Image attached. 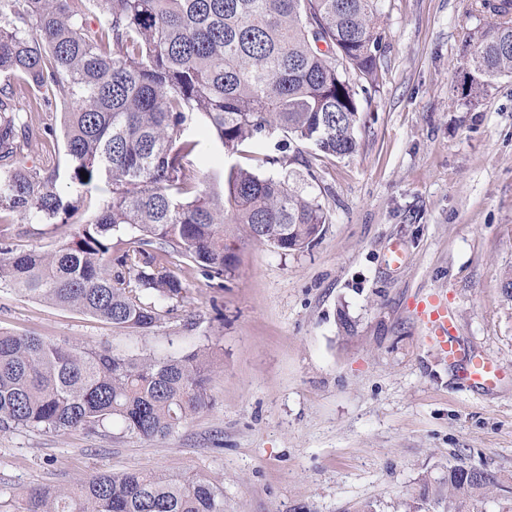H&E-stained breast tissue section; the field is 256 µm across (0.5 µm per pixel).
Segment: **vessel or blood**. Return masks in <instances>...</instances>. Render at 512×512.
I'll return each mask as SVG.
<instances>
[{
  "mask_svg": "<svg viewBox=\"0 0 512 512\" xmlns=\"http://www.w3.org/2000/svg\"><path fill=\"white\" fill-rule=\"evenodd\" d=\"M414 312L425 332V340L446 354L449 362L465 364L464 375L484 387L495 385L500 377L498 364L474 357L456 334V324L448 308V298L440 291L421 295Z\"/></svg>",
  "mask_w": 512,
  "mask_h": 512,
  "instance_id": "b4317fda",
  "label": "vessel or blood"
}]
</instances>
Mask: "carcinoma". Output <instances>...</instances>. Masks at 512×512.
Returning <instances> with one entry per match:
<instances>
[{
  "instance_id": "carcinoma-1",
  "label": "carcinoma",
  "mask_w": 512,
  "mask_h": 512,
  "mask_svg": "<svg viewBox=\"0 0 512 512\" xmlns=\"http://www.w3.org/2000/svg\"><path fill=\"white\" fill-rule=\"evenodd\" d=\"M99 7L89 26L84 2ZM382 0H0V197L43 222L70 216L51 174L16 165L11 100L20 80L38 112L68 103L63 136L71 180L105 179L112 200L53 253L17 252L0 240V288L149 332L180 304L177 256L219 277L234 263L224 224L283 252L303 249L328 223L325 208L290 171L263 178L233 164L222 193L200 188L185 158L204 123L227 156L281 130L331 157L356 150L360 112L349 73L374 80L381 57ZM490 17L464 54L469 90L512 75V0H474ZM88 179H83L82 174ZM220 372L199 350L158 359L34 333L0 332V429L56 433L86 428L164 439L211 403ZM495 473L457 464L422 479L401 512H480ZM22 512H224V489L203 473L100 474L69 490L28 494Z\"/></svg>"
}]
</instances>
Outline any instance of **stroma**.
Wrapping results in <instances>:
<instances>
[{
    "instance_id": "obj_1",
    "label": "stroma",
    "mask_w": 512,
    "mask_h": 512,
    "mask_svg": "<svg viewBox=\"0 0 512 512\" xmlns=\"http://www.w3.org/2000/svg\"><path fill=\"white\" fill-rule=\"evenodd\" d=\"M472 3L383 0L376 84L354 81L353 154L320 157L277 132L250 144L259 176L307 173V192L330 215L312 246L285 254L227 225L234 265L214 279L178 266L188 298L147 333L0 288V332L158 358L208 348L223 365L211 406L164 439L117 425L108 438L0 430V512H20L32 490L140 470L208 473L224 488V512H360L368 502L393 512L423 477L459 463L499 477L484 512L512 502V303L502 295L512 268V77L464 94L465 41L486 23ZM28 124L20 163L55 174L79 219L92 220L112 187L71 181L61 103ZM192 134V168L223 190L233 157L202 126ZM0 232L16 251L51 253L70 227L0 197ZM434 289L472 354L499 364L495 386L464 379L425 342L412 305Z\"/></svg>"
}]
</instances>
